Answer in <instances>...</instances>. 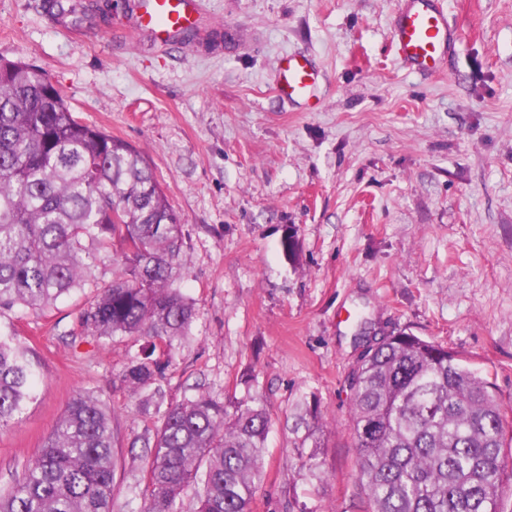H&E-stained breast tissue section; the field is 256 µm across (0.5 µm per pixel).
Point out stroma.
<instances>
[{
  "instance_id": "obj_1",
  "label": "stroma",
  "mask_w": 512,
  "mask_h": 512,
  "mask_svg": "<svg viewBox=\"0 0 512 512\" xmlns=\"http://www.w3.org/2000/svg\"><path fill=\"white\" fill-rule=\"evenodd\" d=\"M0 0V56L45 71L74 116L141 152L183 222L178 281L196 308L164 389L227 412L264 401L251 512H368L347 376L371 336L405 332L487 373L504 415L512 512V0H442L461 41L445 73L397 59L401 0H203L193 40L163 44L114 0ZM307 54L312 102L274 91ZM296 240V255L286 244ZM77 294L18 322L41 379L0 430L10 489L77 394L115 412L113 512L150 494L154 421L120 379L136 337L82 332Z\"/></svg>"
}]
</instances>
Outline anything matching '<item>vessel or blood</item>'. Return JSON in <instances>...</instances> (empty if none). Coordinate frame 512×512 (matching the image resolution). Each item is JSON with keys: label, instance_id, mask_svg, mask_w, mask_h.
<instances>
[{"label": "vessel or blood", "instance_id": "1", "mask_svg": "<svg viewBox=\"0 0 512 512\" xmlns=\"http://www.w3.org/2000/svg\"><path fill=\"white\" fill-rule=\"evenodd\" d=\"M135 26L161 43L198 26V0H135ZM394 43L400 62L423 73L445 68L461 35L448 21L441 0H405L394 19ZM318 71L307 56L282 54L275 71V90L288 101H310L318 84Z\"/></svg>", "mask_w": 512, "mask_h": 512}]
</instances>
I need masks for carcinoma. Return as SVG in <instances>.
I'll list each match as a JSON object with an SVG mask.
<instances>
[{
  "label": "carcinoma",
  "instance_id": "1",
  "mask_svg": "<svg viewBox=\"0 0 512 512\" xmlns=\"http://www.w3.org/2000/svg\"><path fill=\"white\" fill-rule=\"evenodd\" d=\"M183 224L145 158L77 120L42 70L0 58V428L32 398L28 350L6 315H41L87 288L77 322L108 339L142 340L123 382L159 413L135 437L151 449L140 512H249L264 479L270 416L206 394L165 403L157 343L189 336L195 304L177 286ZM112 255V280L96 282ZM357 479L371 512H499L504 417L488 376L410 333L371 346L347 377ZM107 402L73 398L0 512H112L119 439Z\"/></svg>",
  "mask_w": 512,
  "mask_h": 512
}]
</instances>
